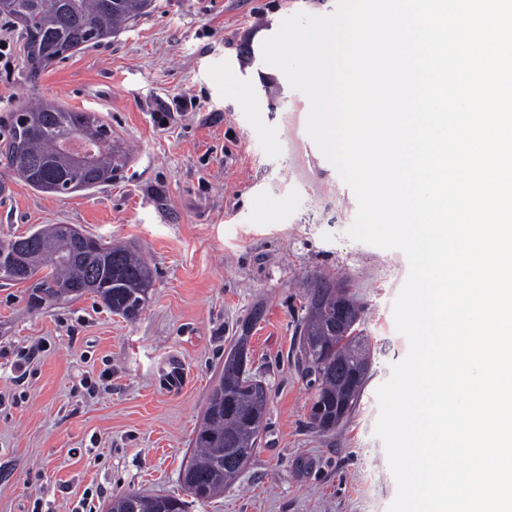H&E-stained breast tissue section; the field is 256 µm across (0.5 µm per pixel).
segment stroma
<instances>
[{
	"mask_svg": "<svg viewBox=\"0 0 512 512\" xmlns=\"http://www.w3.org/2000/svg\"><path fill=\"white\" fill-rule=\"evenodd\" d=\"M337 0H154L150 13L29 80L19 27L0 71V134L40 98L112 125L126 161L88 192L35 191L0 169V241L71 224L133 246L154 287L133 321L95 297L33 306L0 280V512H106L133 490L180 496L182 465L224 352L247 336L268 394L264 431L223 495L189 512H388L397 487L375 436L376 390L408 342L392 303L405 254L352 239V189L306 133L309 101L262 60L281 21ZM196 110L167 127L174 98ZM362 309L372 375L343 425L312 428L297 364L306 285Z\"/></svg>",
	"mask_w": 512,
	"mask_h": 512,
	"instance_id": "1",
	"label": "stroma"
}]
</instances>
